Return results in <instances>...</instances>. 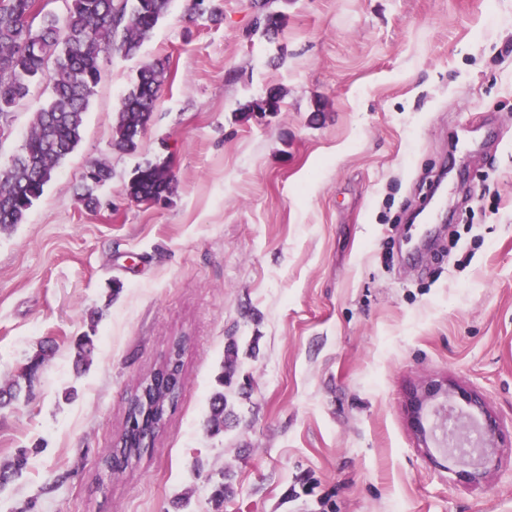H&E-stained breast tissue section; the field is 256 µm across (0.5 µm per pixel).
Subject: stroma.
Listing matches in <instances>:
<instances>
[{
	"label": "stroma",
	"mask_w": 512,
	"mask_h": 512,
	"mask_svg": "<svg viewBox=\"0 0 512 512\" xmlns=\"http://www.w3.org/2000/svg\"><path fill=\"white\" fill-rule=\"evenodd\" d=\"M217 2L215 23L172 0L140 55L103 56L81 143L0 232V383L55 347L0 411V464L32 451L0 512H172L180 495L185 512H512V447L469 485L409 414L415 388L446 381L512 432V0H271L287 16L274 39L253 0ZM153 58L171 76L140 150L112 151L119 101ZM272 88L280 112L242 117ZM47 95L14 112L0 171ZM97 160L111 177L90 210ZM148 160L174 176L167 202L125 193ZM90 330L80 373L70 340ZM177 340L175 408L138 459L103 470L131 393ZM232 340L241 388L212 438ZM111 175L109 167L102 161L92 162L84 175L85 187L80 200L86 207H94L97 198L94 195L96 188L105 183ZM237 359V345L231 341L225 350V361L222 372L217 376V388L210 398L209 411L206 420L207 431L216 436L224 431L225 421L232 415L233 409L229 404L226 390L234 385V366Z\"/></svg>",
	"instance_id": "35a3bbf8"
}]
</instances>
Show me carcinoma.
I'll list each match as a JSON object with an SVG mask.
<instances>
[{
	"label": "carcinoma",
	"mask_w": 512,
	"mask_h": 512,
	"mask_svg": "<svg viewBox=\"0 0 512 512\" xmlns=\"http://www.w3.org/2000/svg\"><path fill=\"white\" fill-rule=\"evenodd\" d=\"M62 14L36 9L37 0H0V127H9L11 116L35 87L48 81L50 94L33 113L24 144L13 155L7 170L0 173V232L23 223L53 179L56 170L79 145L92 97L101 81L100 60L112 52L123 58L139 55L144 41L168 13L172 0H65ZM255 0L259 14L256 28L271 38L284 27L285 15L265 9ZM189 16L209 15L218 20L223 11L216 0H189ZM168 73V60L142 64L122 95L112 125L111 148L133 154L140 147V134L151 122L161 88ZM283 95L272 89L252 101L244 111L274 115L281 111ZM111 175L102 161L89 165L80 200L87 207L97 204L96 188ZM175 192L174 177L167 163L146 161L130 176L125 193L136 202L167 201ZM76 367L85 371L93 362L94 337L87 334L75 342ZM236 342L225 350L217 388L210 398L207 431L216 436L224 431L232 415L226 391L234 385ZM30 379H17L0 387V408L17 401ZM157 421L153 399L140 398L126 414L122 430L124 446L111 449L105 458L112 467L141 452L139 434ZM29 451L20 449L0 465V488L22 476L28 468Z\"/></svg>",
	"instance_id": "1"
}]
</instances>
